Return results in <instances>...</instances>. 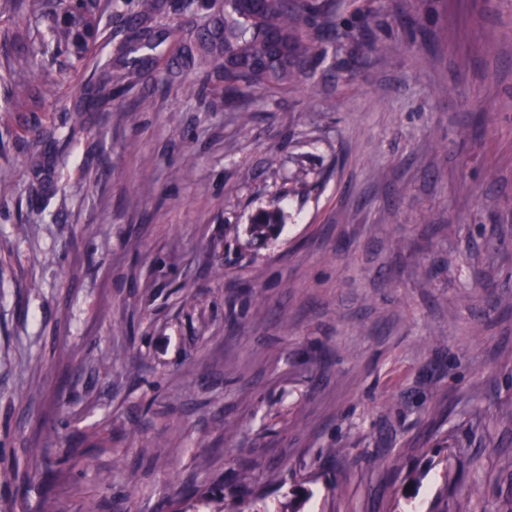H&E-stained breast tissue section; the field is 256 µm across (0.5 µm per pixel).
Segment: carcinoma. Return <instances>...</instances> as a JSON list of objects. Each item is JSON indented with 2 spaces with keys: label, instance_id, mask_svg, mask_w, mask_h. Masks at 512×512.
I'll list each match as a JSON object with an SVG mask.
<instances>
[{
  "label": "carcinoma",
  "instance_id": "1",
  "mask_svg": "<svg viewBox=\"0 0 512 512\" xmlns=\"http://www.w3.org/2000/svg\"><path fill=\"white\" fill-rule=\"evenodd\" d=\"M62 17L49 28V43L74 47L82 53L88 48L87 30L95 29V0H58ZM329 13V6L308 3L300 6L296 0H224V21L219 35L220 43L201 46V66L208 72L220 73L225 89L240 95H251L260 89H274L297 79L296 65L311 52V45L299 34L307 16L317 11ZM31 37L30 25L23 23L0 32V39L22 41ZM161 42L145 35L137 37L120 48L132 79L142 74L145 65L158 63L163 52ZM12 99L19 105L32 97L48 100L57 93L56 81L47 76L36 87L11 82ZM122 90H110L107 85L88 84L83 88L82 100L106 111ZM279 215L266 211L260 223L253 225V234L264 238L279 229Z\"/></svg>",
  "mask_w": 512,
  "mask_h": 512
}]
</instances>
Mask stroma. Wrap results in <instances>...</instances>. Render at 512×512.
<instances>
[{
  "mask_svg": "<svg viewBox=\"0 0 512 512\" xmlns=\"http://www.w3.org/2000/svg\"><path fill=\"white\" fill-rule=\"evenodd\" d=\"M335 3L245 101L170 53L90 110L48 20L0 40L59 83H0V512H512V0ZM13 70L14 64L6 60L4 64V76H1V78L4 82H10L12 99L15 105L24 103L34 96L40 100H48L55 97L57 93V83L51 76H46L36 88H33L24 83L11 82L10 77Z\"/></svg>",
  "mask_w": 512,
  "mask_h": 512,
  "instance_id": "35a3bbf8",
  "label": "stroma"
}]
</instances>
